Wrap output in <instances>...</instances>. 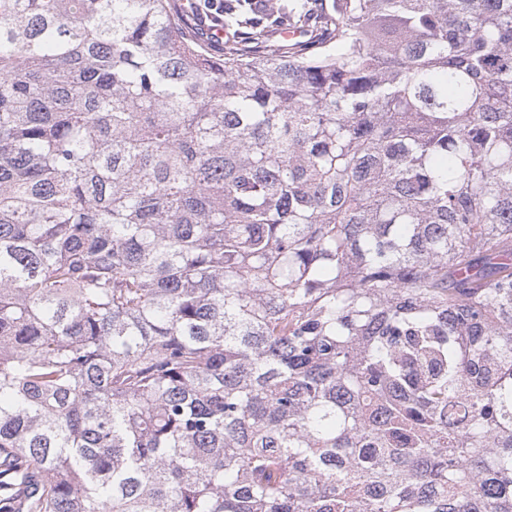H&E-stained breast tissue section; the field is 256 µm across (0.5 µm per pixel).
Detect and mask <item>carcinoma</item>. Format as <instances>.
I'll use <instances>...</instances> for the list:
<instances>
[{
	"label": "carcinoma",
	"mask_w": 512,
	"mask_h": 512,
	"mask_svg": "<svg viewBox=\"0 0 512 512\" xmlns=\"http://www.w3.org/2000/svg\"><path fill=\"white\" fill-rule=\"evenodd\" d=\"M307 11L0 0V512H512V0ZM190 9L191 11L184 15L186 22L188 24L191 22L196 24L197 21L202 20L203 24H205L201 26V30L195 29V35L198 41L202 44L210 57L223 59L224 41L227 39V36H224V39L221 41L212 39L209 34L211 28L206 24V21L211 22L210 26L212 28L220 26L224 28V0H195L194 3L190 5ZM208 21L207 23H209ZM207 43H219V49H216V51L210 50Z\"/></svg>",
	"instance_id": "obj_1"
}]
</instances>
